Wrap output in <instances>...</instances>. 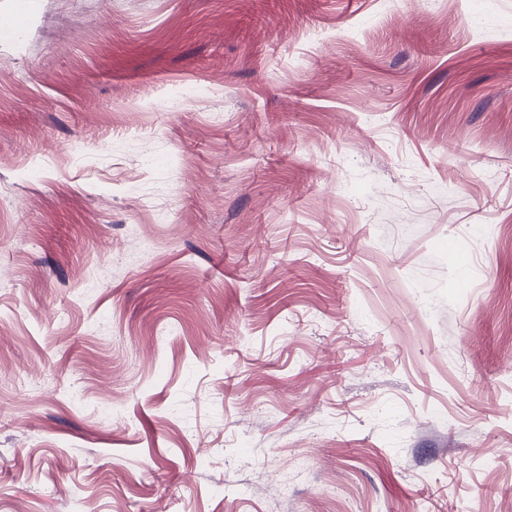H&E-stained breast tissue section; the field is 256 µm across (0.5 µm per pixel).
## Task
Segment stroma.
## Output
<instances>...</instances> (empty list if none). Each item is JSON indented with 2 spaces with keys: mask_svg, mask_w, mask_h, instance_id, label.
I'll list each match as a JSON object with an SVG mask.
<instances>
[{
  "mask_svg": "<svg viewBox=\"0 0 512 512\" xmlns=\"http://www.w3.org/2000/svg\"><path fill=\"white\" fill-rule=\"evenodd\" d=\"M89 498L512 512V0H0V512Z\"/></svg>",
  "mask_w": 512,
  "mask_h": 512,
  "instance_id": "35a3bbf8",
  "label": "stroma"
}]
</instances>
